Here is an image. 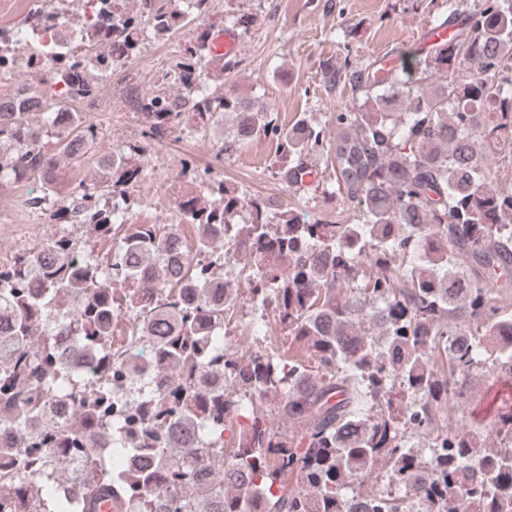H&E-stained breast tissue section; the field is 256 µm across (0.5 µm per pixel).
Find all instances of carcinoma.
Returning a JSON list of instances; mask_svg holds the SVG:
<instances>
[{
	"mask_svg": "<svg viewBox=\"0 0 512 512\" xmlns=\"http://www.w3.org/2000/svg\"><path fill=\"white\" fill-rule=\"evenodd\" d=\"M86 0L81 24L92 47L64 49L29 82L0 97V182L37 181L51 224H80L112 241L102 260L79 255L66 236L0 269V433L11 469L0 468V509L27 496L33 512H83L106 485L126 512H512V395L493 401L490 425L450 422L460 386L512 376V188L494 158H512V0L448 8L433 30L448 37L395 62L363 68L320 64L324 86L362 94L334 114L333 134L305 117L279 124L261 102L230 87L210 91L201 63L212 54L209 0ZM164 38L194 24L162 85L128 105L160 142L182 126L205 132L225 115L233 133L219 153L276 142L271 176L303 190L321 156L335 188L325 193L354 219L304 220L277 199L248 196L212 170L181 161L200 192L175 205L196 228L118 221L131 214L140 170L128 153L97 155V125L73 109L135 55L142 26ZM91 179H74L86 164ZM230 256L237 276L213 279L200 256ZM288 352H229L212 330L236 315L239 282ZM128 315L133 342H147L167 381V400L146 405L152 375L141 352L118 360L113 321ZM99 355L96 387L68 374L80 349ZM126 382L124 423L112 424L111 383ZM65 390L70 426L43 417ZM260 401L255 410L247 404ZM288 424L277 432L268 419ZM104 425L119 448L144 458L133 474L112 470L96 446ZM424 435L427 447L412 443ZM99 459L76 495L52 490L69 456ZM393 482L398 493L378 490Z\"/></svg>",
	"mask_w": 512,
	"mask_h": 512,
	"instance_id": "cac0c4a2",
	"label": "carcinoma"
}]
</instances>
